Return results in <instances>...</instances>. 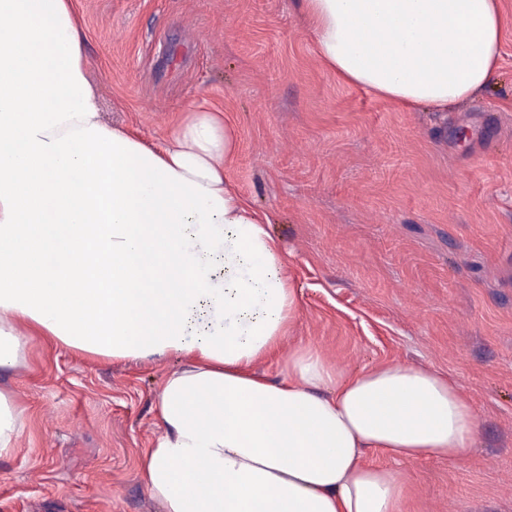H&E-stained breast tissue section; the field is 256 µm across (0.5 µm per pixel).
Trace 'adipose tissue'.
<instances>
[{
	"label": "adipose tissue",
	"mask_w": 512,
	"mask_h": 512,
	"mask_svg": "<svg viewBox=\"0 0 512 512\" xmlns=\"http://www.w3.org/2000/svg\"><path fill=\"white\" fill-rule=\"evenodd\" d=\"M320 61L399 106L445 112L498 68L500 0H297ZM71 0H0V369L26 325L58 345L177 354L139 467L164 512H402L368 452L464 458L459 384L398 362L349 374L311 346L253 373L297 309L277 241L231 190L234 128L193 101L166 146L100 119Z\"/></svg>",
	"instance_id": "ef3b65f1"
}]
</instances>
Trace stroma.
I'll list each match as a JSON object with an SVG mask.
<instances>
[{
    "instance_id": "1",
    "label": "stroma",
    "mask_w": 512,
    "mask_h": 512,
    "mask_svg": "<svg viewBox=\"0 0 512 512\" xmlns=\"http://www.w3.org/2000/svg\"><path fill=\"white\" fill-rule=\"evenodd\" d=\"M102 117L163 144L203 97L234 126L224 174L283 253L299 308L255 367L316 347L355 372L455 379L479 435L461 461H392L402 512H512V0L489 85L450 112L404 108L318 59L296 0H73ZM0 390L25 409L0 512H163L139 472L178 356L130 361L27 332Z\"/></svg>"
}]
</instances>
